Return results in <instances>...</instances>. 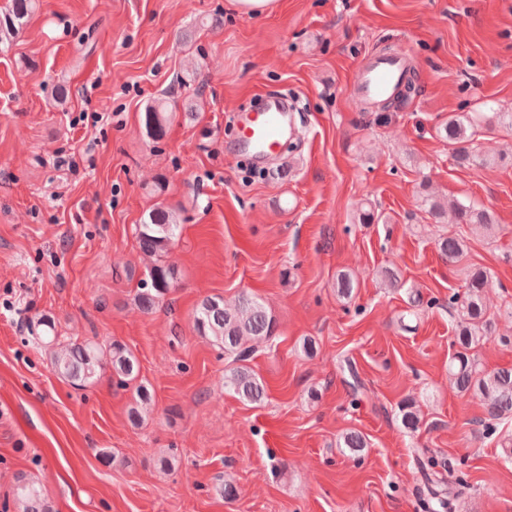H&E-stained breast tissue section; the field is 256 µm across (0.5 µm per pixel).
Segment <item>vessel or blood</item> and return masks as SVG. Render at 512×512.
<instances>
[{
	"mask_svg": "<svg viewBox=\"0 0 512 512\" xmlns=\"http://www.w3.org/2000/svg\"><path fill=\"white\" fill-rule=\"evenodd\" d=\"M409 70L408 56L399 51L366 57L358 65L350 93L369 106L398 100ZM293 131V120L283 99L265 95L259 107L239 113L234 149L259 158L273 157Z\"/></svg>",
	"mask_w": 512,
	"mask_h": 512,
	"instance_id": "obj_1",
	"label": "vessel or blood"
}]
</instances>
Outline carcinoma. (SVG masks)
I'll return each instance as SVG.
<instances>
[{
  "mask_svg": "<svg viewBox=\"0 0 512 512\" xmlns=\"http://www.w3.org/2000/svg\"><path fill=\"white\" fill-rule=\"evenodd\" d=\"M36 8V0H7L0 8V45L15 39L25 19ZM168 107L156 100L148 105L144 113V125L148 134L158 139L165 133ZM500 126L512 129V111L490 108L488 112H469L448 119L440 128V136L451 146V159L458 167L486 166L491 159L482 157L475 148V137L481 128ZM425 212L436 220L448 218L450 224H470L478 230L493 232L498 228L494 215L471 202L453 201L443 204L435 197L426 195L422 199ZM179 225L172 214L162 208L153 209L148 220L138 226L137 239L140 250L148 255L159 256L168 251L178 236ZM441 255L450 262H458L465 254L464 241L457 237H443L438 241ZM175 271L170 265L157 262L149 268L147 279L135 301L145 313L170 291ZM490 273L477 266H470L465 273V292L457 305L454 353L448 360V375L457 388L480 399L487 418L479 421L482 433L495 431L494 421L512 417V368L482 369L472 350L495 336V323L488 313L484 301L486 289L490 287ZM198 333L224 349L232 357V364L224 371V389L230 391L245 404H259L265 397L263 380L247 364L256 346L273 336L276 321L260 300L245 294L238 304L229 307L219 296H207L198 304L194 314ZM40 341L50 349L52 371L60 378L77 387L96 383L105 363H110L112 375L122 386L134 389L136 402L148 405L152 394L140 379V364L134 352L117 341L108 348L90 339L62 341L53 333L44 332ZM109 361H104V357ZM401 422L404 428L415 432L420 419L412 401L401 404ZM428 512H451L452 498L436 487L428 491ZM19 512H47L43 491L35 483L20 480L14 491Z\"/></svg>",
  "mask_w": 512,
  "mask_h": 512,
  "instance_id": "cac0c4a2",
  "label": "carcinoma"
}]
</instances>
